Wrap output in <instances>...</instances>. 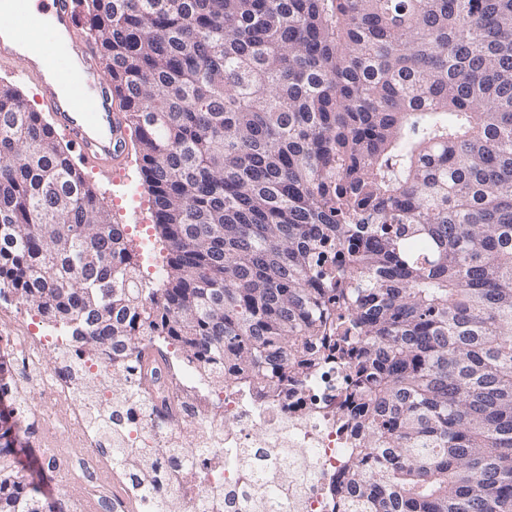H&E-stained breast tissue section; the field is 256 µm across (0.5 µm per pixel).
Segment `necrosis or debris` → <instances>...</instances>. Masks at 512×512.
<instances>
[{
  "label": "necrosis or debris",
  "mask_w": 512,
  "mask_h": 512,
  "mask_svg": "<svg viewBox=\"0 0 512 512\" xmlns=\"http://www.w3.org/2000/svg\"><path fill=\"white\" fill-rule=\"evenodd\" d=\"M348 384L344 368L326 366L264 396L157 340L127 366L0 305V404L99 512H348L336 478L366 438ZM105 404L116 420L107 435L96 426ZM72 441L85 450L77 465L64 455Z\"/></svg>",
  "instance_id": "necrosis-or-debris-1"
}]
</instances>
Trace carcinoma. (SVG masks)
<instances>
[{"label":"carcinoma","instance_id":"1","mask_svg":"<svg viewBox=\"0 0 512 512\" xmlns=\"http://www.w3.org/2000/svg\"><path fill=\"white\" fill-rule=\"evenodd\" d=\"M169 243L139 277L49 112L0 80V283L133 361L277 390L326 357L350 512H512V0H87ZM0 413V512L57 507Z\"/></svg>","mask_w":512,"mask_h":512}]
</instances>
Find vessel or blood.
<instances>
[{
    "label": "vessel or blood",
    "mask_w": 512,
    "mask_h": 512,
    "mask_svg": "<svg viewBox=\"0 0 512 512\" xmlns=\"http://www.w3.org/2000/svg\"><path fill=\"white\" fill-rule=\"evenodd\" d=\"M35 21L48 34V44L22 38V28ZM76 27L75 0H11L10 12L0 14V59L21 65L52 112L55 132L108 177L123 166L126 118L113 110L112 85Z\"/></svg>",
    "instance_id": "b4317fda"
}]
</instances>
